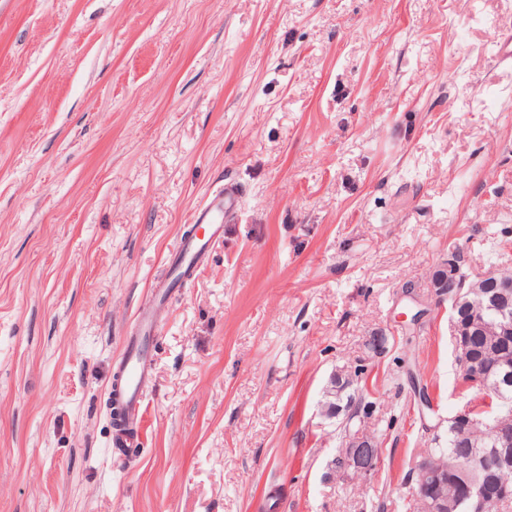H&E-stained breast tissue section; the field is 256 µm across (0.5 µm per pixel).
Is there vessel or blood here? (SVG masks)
<instances>
[{
  "mask_svg": "<svg viewBox=\"0 0 512 512\" xmlns=\"http://www.w3.org/2000/svg\"><path fill=\"white\" fill-rule=\"evenodd\" d=\"M239 204V191L235 185L229 184L220 190L208 203L199 208L193 217L196 226L208 227L212 235H220L223 225L232 221ZM205 247L193 240L179 242L175 248V256L180 264L177 272L188 275L197 268ZM154 330V320L150 312H142L139 319L137 335L128 337L126 351L120 367L121 378L117 394L118 402L124 416V441L127 448L139 445L137 430L145 423L143 406V386L150 376V357L143 347L144 339L150 338Z\"/></svg>",
  "mask_w": 512,
  "mask_h": 512,
  "instance_id": "1",
  "label": "vessel or blood"
}]
</instances>
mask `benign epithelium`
Wrapping results in <instances>:
<instances>
[{
  "label": "benign epithelium",
  "instance_id": "obj_1",
  "mask_svg": "<svg viewBox=\"0 0 512 512\" xmlns=\"http://www.w3.org/2000/svg\"><path fill=\"white\" fill-rule=\"evenodd\" d=\"M500 270H494L483 277L485 288L473 293L475 284L466 281L461 272L460 256L444 261L434 272L432 286L439 294L448 297L451 302L450 327L456 347L464 346L465 337L471 335V327L456 321V313L462 307L473 312L471 322L480 323L479 313L485 307H494L500 313L499 330L503 336L512 334V279L499 276ZM501 382L494 387L486 385L484 375L479 369L469 373L468 383L478 386L483 399L497 404L499 412L511 413L504 421L496 416L484 421V425L493 433L492 447L473 448L465 458L457 459L453 464L442 463L431 454L421 457L413 472L416 497L424 502V512H442L444 493L448 491V467L464 473L475 467L481 476L467 480L456 488L457 495L465 503L468 512H487L494 497L502 499L512 497V487L499 484L492 488L486 482V474L491 469L512 468V397L505 394L503 387L512 382V361L502 358L498 363ZM358 377L352 373L337 372L330 379L324 392L323 408L326 414L334 417L346 412L352 419L358 416L356 398H342V393L353 387ZM379 459V449L375 439L362 431L346 437L343 448L333 459V470L343 476L370 475Z\"/></svg>",
  "mask_w": 512,
  "mask_h": 512
}]
</instances>
